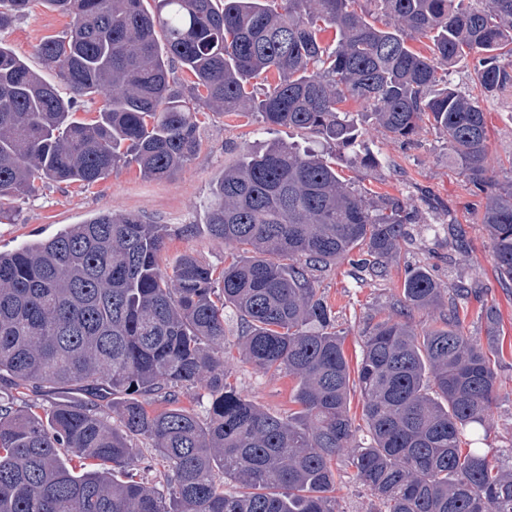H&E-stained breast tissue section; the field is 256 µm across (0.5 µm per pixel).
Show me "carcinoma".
<instances>
[{
	"instance_id": "carcinoma-1",
	"label": "carcinoma",
	"mask_w": 512,
	"mask_h": 512,
	"mask_svg": "<svg viewBox=\"0 0 512 512\" xmlns=\"http://www.w3.org/2000/svg\"><path fill=\"white\" fill-rule=\"evenodd\" d=\"M35 2L71 19L35 46L64 87L0 38V220L38 180L89 187L131 163L173 178L200 149L202 109L257 112L358 146L371 165L344 109L354 101L395 141L412 143L424 117L446 136L486 197L479 221L512 280V182L495 178L482 107L512 89V0H366L362 12L359 0H0V34ZM421 38L425 54L409 45ZM461 57L475 61V94L448 82ZM178 70L193 77L180 91ZM263 74L274 83L258 95L248 85ZM80 98L99 99L94 117H77ZM414 213L396 198L368 203L336 164L274 141L243 151L214 185L207 233L237 251L219 279L190 255L166 271V226L110 209L0 252V376L76 392L45 419L0 401V512H339L345 453L385 512H512V468L481 447L498 373L492 347L464 332L473 289L444 292L408 269L354 370L319 293L316 272L357 247L382 275ZM437 307L436 326L408 320ZM226 308L243 361L294 381L288 414L229 381ZM200 389L203 420L184 405ZM156 469L165 492L146 477Z\"/></svg>"
}]
</instances>
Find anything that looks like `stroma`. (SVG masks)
I'll return each mask as SVG.
<instances>
[{
    "mask_svg": "<svg viewBox=\"0 0 512 512\" xmlns=\"http://www.w3.org/2000/svg\"><path fill=\"white\" fill-rule=\"evenodd\" d=\"M68 24V17L37 5L0 38L35 67L39 64L33 56L35 46L44 37L61 34ZM483 107L488 152L499 162L495 175L499 181H510L512 96L488 99ZM364 129V139L377 157L371 167L363 166L350 150L304 130L267 125L255 113L202 111L198 128L201 148L173 179L148 178L131 165L86 188L38 184L34 193L15 201L12 219L0 222V251L52 238L68 225L87 221L109 208L116 214L138 215L149 224L169 225L164 266H174L183 256L192 255L219 273L230 251L208 236L204 224L213 187L225 165L241 150L259 151L274 140L311 148L335 162L354 188L403 199L418 211L416 224L389 260L384 276L357 270L356 263L363 256L359 250L327 265L319 275L320 291L335 312L336 329L349 363H356L361 356L367 325L391 314L407 268L426 267L443 288L460 279L475 282L481 298L468 304L469 334L486 335V325L478 316L482 304L495 306L500 317V388L484 444L490 456L500 457L512 450V281L502 280L496 272L491 241L476 220L485 198L453 162L447 140L430 126H423L410 145L390 139L375 125L365 124ZM452 221L463 231V245H456L448 233ZM193 224L198 227L194 233L189 230ZM228 369L231 383L263 409L284 414L292 408L293 382L287 375L256 370L236 357L229 360ZM339 468L336 498L340 512H381L382 503L359 484L350 461H343Z\"/></svg>",
    "mask_w": 512,
    "mask_h": 512,
    "instance_id": "1",
    "label": "stroma"
}]
</instances>
